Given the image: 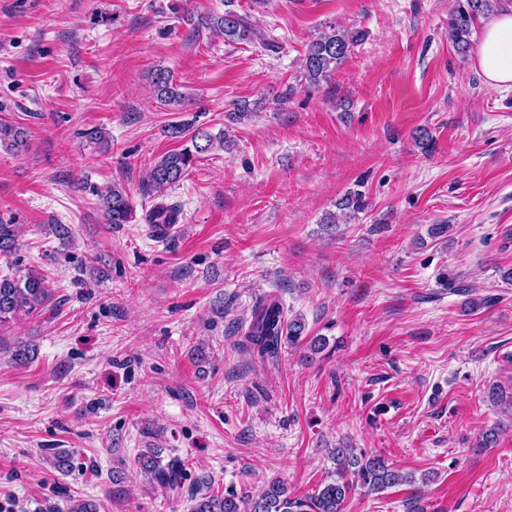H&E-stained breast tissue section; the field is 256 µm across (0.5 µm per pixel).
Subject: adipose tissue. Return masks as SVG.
Listing matches in <instances>:
<instances>
[{"label":"adipose tissue","instance_id":"adipose-tissue-1","mask_svg":"<svg viewBox=\"0 0 512 512\" xmlns=\"http://www.w3.org/2000/svg\"><path fill=\"white\" fill-rule=\"evenodd\" d=\"M476 66L486 83L496 89L512 90V8L484 22Z\"/></svg>","mask_w":512,"mask_h":512}]
</instances>
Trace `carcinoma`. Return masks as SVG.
<instances>
[{"mask_svg": "<svg viewBox=\"0 0 512 512\" xmlns=\"http://www.w3.org/2000/svg\"><path fill=\"white\" fill-rule=\"evenodd\" d=\"M512 0H456L449 22V39L457 54L465 57L473 48L472 27L475 21L504 9ZM181 19L197 32L210 29L226 42H250L255 28L248 17L232 9L224 14H208L198 17L191 13ZM365 37L362 31L323 32L307 46L304 55L303 77L317 86L328 80L348 58L352 48ZM154 94L161 103L173 106L184 100L179 85L174 83L170 72L156 68L150 73ZM191 146L170 150L153 163L148 181L149 192L162 197L165 192L180 185L194 167L200 155L214 147H224V134L217 136L198 128L190 136ZM25 130L15 124L0 121V150L19 153L26 147ZM100 208L109 224H127L133 214V206L126 190L112 185L104 191L95 190ZM339 209L358 213L365 209L360 193H348L338 203ZM179 209L157 203L146 214L149 224H175ZM18 249L16 226L0 222V257L9 258ZM52 291L47 276L40 270L29 269L16 278H0V328L22 317L39 314L50 302ZM306 324L303 318L287 316L281 300L274 295H262L252 306L251 320L241 343L242 349L265 360L274 357L282 342L298 344L305 339ZM35 359V349L22 342L11 351V361L27 365ZM335 465L334 478L323 481L311 494L294 497L287 486L278 479L269 481L255 497L245 498L235 491L208 492L192 505L191 512H342V506L354 485L359 484L371 492H383L406 483L413 477L401 473L379 453L356 452L343 445L332 449ZM140 468L150 474L152 483L165 492H175L182 486L183 464L178 459L167 463L150 448L138 454Z\"/></svg>", "mask_w": 512, "mask_h": 512, "instance_id": "obj_1", "label": "carcinoma"}]
</instances>
